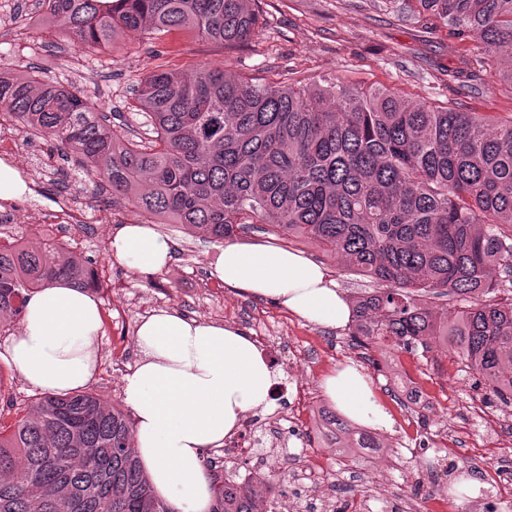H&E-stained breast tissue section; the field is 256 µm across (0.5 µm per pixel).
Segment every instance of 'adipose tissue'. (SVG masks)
Wrapping results in <instances>:
<instances>
[{"instance_id":"obj_1","label":"adipose tissue","mask_w":512,"mask_h":512,"mask_svg":"<svg viewBox=\"0 0 512 512\" xmlns=\"http://www.w3.org/2000/svg\"><path fill=\"white\" fill-rule=\"evenodd\" d=\"M129 267L159 271L171 247L148 224L125 225L108 244ZM228 287L281 303L309 323L342 329L353 318L345 293L326 270L301 253L265 246L225 245L212 271ZM100 304L91 293L58 282L27 301L20 333L0 362L29 385L54 393L86 387L98 364ZM140 361L124 378L134 416L138 459L156 494L176 512H208L211 486L202 467L208 449L222 447L243 416L273 404L278 373L239 330L160 310L136 330ZM322 388L353 421L386 429L388 412L356 366L327 376Z\"/></svg>"}]
</instances>
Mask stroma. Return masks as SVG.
<instances>
[{
	"label": "stroma",
	"mask_w": 512,
	"mask_h": 512,
	"mask_svg": "<svg viewBox=\"0 0 512 512\" xmlns=\"http://www.w3.org/2000/svg\"><path fill=\"white\" fill-rule=\"evenodd\" d=\"M12 3L16 16L28 14L32 20L0 34V71L36 66L45 79L80 89L109 113L118 133L141 139L150 138L152 131L146 115L131 108L140 81L158 69L189 74L209 62L233 74L270 81L337 78L386 86L434 106L455 104L502 118L512 114V83L494 77L478 50V38L456 42L426 11L409 12L405 0H261L265 24L247 45L227 49L177 32L167 36L156 53L134 32L123 34L103 52L73 48L62 35L40 25L37 0ZM56 167L67 171L72 198L111 211V223L42 224L43 215L56 208L55 194L46 187L32 223L0 227V237L24 241L43 234L93 267L103 326L98 369L88 391L109 402H123V379L140 359L137 327L155 311L169 309L235 327L252 338L268 337L265 353L278 372L292 364L310 372L309 384L289 388L287 401H275L264 419L273 423L282 411L300 413L303 425L288 441L293 453L288 476L296 478L319 463L330 507L353 502L367 512H470V496L450 493L448 473L430 474L410 463L408 445L415 436H451L452 450H440L439 455L455 453L463 472L476 465L488 476L493 468L512 465V445H473L469 422L476 407H495L488 432L498 439L512 437V411L474 389L462 364L435 351L373 358L367 349L351 344L350 329L332 331L307 323L274 301L226 287L211 274L222 243L178 224L156 227L173 249L167 268L144 272L128 267L110 256L107 245L125 224L140 221L139 212L122 199L100 195L73 162L60 159ZM234 241L301 252L324 267L347 297L373 288L368 278L346 271L304 239L252 229L237 234ZM350 363L370 378L393 425L380 431L379 449L365 450L363 460L346 466L329 449L308 444L306 434L313 431L317 410L325 402L321 379ZM431 480L439 485L438 499L412 493L413 485Z\"/></svg>",
	"instance_id": "stroma-1"
}]
</instances>
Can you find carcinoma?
Returning <instances> with one entry per match:
<instances>
[{"instance_id": "cac0c4a2", "label": "carcinoma", "mask_w": 512, "mask_h": 512, "mask_svg": "<svg viewBox=\"0 0 512 512\" xmlns=\"http://www.w3.org/2000/svg\"><path fill=\"white\" fill-rule=\"evenodd\" d=\"M44 24L92 50L122 32L153 42L190 31L223 47L263 24L257 0H38ZM460 41L476 32L512 60V0H418ZM148 142L118 134L88 98L30 72H0V112L72 154L141 214L217 241L257 224L304 238L379 285L354 299L359 346L438 351L512 404V116L436 108L394 90L340 81L270 84L205 64L154 71L134 89ZM57 281L94 286V270L51 240L0 248V333L32 293ZM443 298L436 310L429 298ZM343 464L376 447L364 429L319 409ZM210 512H272L285 472L255 483L208 474ZM0 512H175L157 496L115 404L93 392H44L0 419Z\"/></svg>"}]
</instances>
